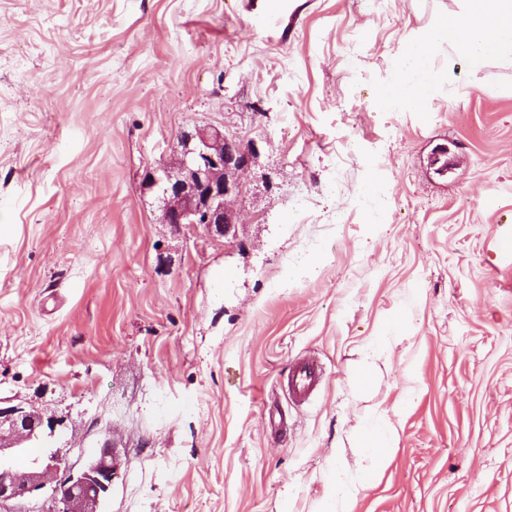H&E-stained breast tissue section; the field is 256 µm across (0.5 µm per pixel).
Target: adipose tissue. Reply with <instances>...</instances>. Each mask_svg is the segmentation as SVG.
Masks as SVG:
<instances>
[{"instance_id":"1","label":"adipose tissue","mask_w":512,"mask_h":512,"mask_svg":"<svg viewBox=\"0 0 512 512\" xmlns=\"http://www.w3.org/2000/svg\"><path fill=\"white\" fill-rule=\"evenodd\" d=\"M447 45L460 60L477 67L490 60L512 63V0H461L458 12L438 19L407 44L405 64L423 78L407 85L392 79L378 93V102H397L418 108L428 102L440 76L432 67L438 45Z\"/></svg>"}]
</instances>
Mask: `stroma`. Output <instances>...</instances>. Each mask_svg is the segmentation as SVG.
<instances>
[{
    "instance_id": "stroma-1",
    "label": "stroma",
    "mask_w": 512,
    "mask_h": 512,
    "mask_svg": "<svg viewBox=\"0 0 512 512\" xmlns=\"http://www.w3.org/2000/svg\"><path fill=\"white\" fill-rule=\"evenodd\" d=\"M458 8L0 0V398L73 470L117 448L101 512H318L335 477L351 512H512V64L441 48L423 110L376 100ZM196 125L258 150L225 238L146 186ZM324 368L319 361L310 356L295 360L288 373L287 385L290 395L299 401L309 397L322 382ZM391 430L392 424L388 419H386L381 432L377 435L366 434L362 438L361 447L366 448V452L371 458L374 472L384 469L390 461L391 448L385 447L382 437L386 433H391Z\"/></svg>"
}]
</instances>
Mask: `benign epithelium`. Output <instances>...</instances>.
<instances>
[{
	"label": "benign epithelium",
	"mask_w": 512,
	"mask_h": 512,
	"mask_svg": "<svg viewBox=\"0 0 512 512\" xmlns=\"http://www.w3.org/2000/svg\"><path fill=\"white\" fill-rule=\"evenodd\" d=\"M182 156L173 167L162 165L149 176L147 186L157 189L166 201L168 224H202L227 237L234 229L228 199L240 191V173L249 166L254 151L217 129L194 128L179 135ZM64 421L0 398V506L51 488L59 512H99L100 502L112 489L118 474L117 452L104 442L97 456L75 473L53 448ZM27 444L47 449L28 471L16 473L12 459Z\"/></svg>",
	"instance_id": "benign-epithelium-1"
}]
</instances>
